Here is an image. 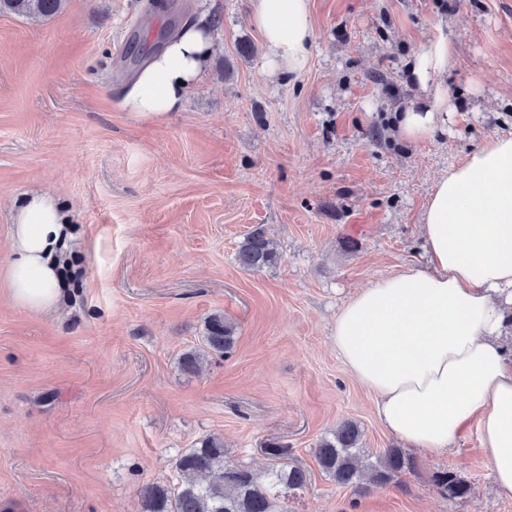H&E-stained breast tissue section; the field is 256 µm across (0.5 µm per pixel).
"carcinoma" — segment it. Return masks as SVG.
<instances>
[{
    "instance_id": "obj_1",
    "label": "carcinoma",
    "mask_w": 512,
    "mask_h": 512,
    "mask_svg": "<svg viewBox=\"0 0 512 512\" xmlns=\"http://www.w3.org/2000/svg\"><path fill=\"white\" fill-rule=\"evenodd\" d=\"M65 0H0V11L18 16L50 17ZM280 253L267 229L256 224L236 249L241 269L259 272L277 264ZM237 326L222 314L205 322L202 346L184 353L181 370L197 373L213 356L226 358L236 343ZM364 433L352 420L342 422L329 438L321 439L315 456L320 469L337 485L357 493L369 487L401 485V477L416 470L415 459L400 448H387L374 455L363 446ZM177 483L143 487L138 512H288L283 501L304 490L309 475L301 467L282 465L256 471L241 462L226 459L224 440L208 436L177 455ZM432 484L450 502H462L471 485L450 470L432 476Z\"/></svg>"
}]
</instances>
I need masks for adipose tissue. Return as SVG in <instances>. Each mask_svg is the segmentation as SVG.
I'll list each match as a JSON object with an SVG mask.
<instances>
[{"instance_id": "obj_1", "label": "adipose tissue", "mask_w": 512, "mask_h": 512, "mask_svg": "<svg viewBox=\"0 0 512 512\" xmlns=\"http://www.w3.org/2000/svg\"><path fill=\"white\" fill-rule=\"evenodd\" d=\"M262 66L289 77L313 46L310 0H251ZM209 19L184 25L129 83L125 110L155 120L181 109L212 53ZM454 57L447 36L431 40L410 66L424 103L397 112L401 139L422 141L454 106L441 77ZM69 209L47 188L16 209L9 297L35 314L59 310L68 291L60 257L72 238ZM427 262L381 278L349 298L333 343L350 375L374 397L383 427L406 446L448 452L477 423L499 494L512 498V136H492L441 175L424 206Z\"/></svg>"}]
</instances>
